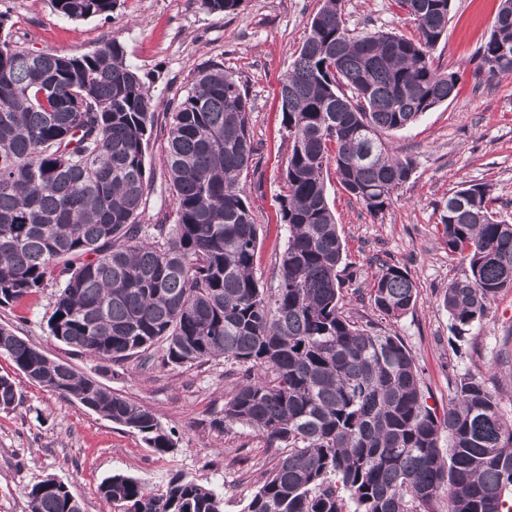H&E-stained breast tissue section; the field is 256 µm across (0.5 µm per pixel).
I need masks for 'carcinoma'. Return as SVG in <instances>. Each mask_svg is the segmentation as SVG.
Returning a JSON list of instances; mask_svg holds the SVG:
<instances>
[{
    "mask_svg": "<svg viewBox=\"0 0 512 512\" xmlns=\"http://www.w3.org/2000/svg\"><path fill=\"white\" fill-rule=\"evenodd\" d=\"M417 36L349 33L342 0H322L292 69L281 79L292 141L279 200L288 242L268 295L253 272L259 228L239 177L256 154L248 100L233 74L201 70L164 113L174 208L142 223L151 190L145 155L158 104L123 46L80 56L19 47L0 36V307L55 287L49 333L118 365L165 343L163 364L222 358L243 381L213 425L238 424L285 449L243 512H512V420L498 390L454 377L442 414L396 336L364 329L339 306L344 246L325 174L375 216L398 199L414 160L383 134L458 94V76L434 67L451 0H396ZM70 20L108 14L117 0H51ZM242 0H201L231 13ZM488 79L512 74V0H501L479 49ZM485 184L448 196V254L468 262L442 305L461 338L512 288V224ZM375 308L398 319L417 289L383 267ZM0 353L45 390L141 434L164 456L175 443L155 414L52 361L0 327ZM20 404L0 377V410ZM448 439L442 446V438ZM115 512H223V499L176 473L162 488L115 474L100 486ZM30 512H80L69 487L47 477L25 487Z\"/></svg>",
    "mask_w": 512,
    "mask_h": 512,
    "instance_id": "obj_1",
    "label": "carcinoma"
}]
</instances>
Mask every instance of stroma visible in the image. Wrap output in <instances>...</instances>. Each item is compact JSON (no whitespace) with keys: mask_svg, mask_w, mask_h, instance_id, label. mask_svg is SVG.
<instances>
[{"mask_svg":"<svg viewBox=\"0 0 512 512\" xmlns=\"http://www.w3.org/2000/svg\"><path fill=\"white\" fill-rule=\"evenodd\" d=\"M499 0H452L448 33L434 64L460 77L458 95L415 123L389 133L396 153L415 169L390 207L370 216L337 182L326 178L328 200L345 246L340 304L359 323L399 337L421 371L429 406H447L455 374L469 371L488 388L512 382V289L498 294L488 315L456 339L442 306L449 283L466 266L448 255L440 214L462 184L489 185L500 219L512 223V76L487 81L478 50L491 32ZM322 0H243L232 13H210L201 0H118L110 16L69 20L50 0H0L5 29L19 45L82 55L107 42L121 44L158 101L183 97L198 71L222 65L247 96L255 159L240 176L260 226L254 274L266 292L278 285L276 259L288 241L277 218L291 149L282 124L280 80L306 38ZM349 29H381L412 36L415 28L395 0H343ZM167 128L157 124L146 152L152 181L144 222L170 212L166 182ZM406 270L417 288L415 306L400 319L381 315L370 299L383 265ZM53 289L0 307L12 328L51 360L71 365L116 394L148 407L172 432L175 448L158 456L132 429L52 394L0 355V376L14 380L21 403L0 410V512H28L26 486L52 476L68 484L82 512H114L100 484L122 473L151 487L182 472L215 487L224 512H242L274 469L279 452L252 428L216 429L238 379L223 360L145 369L131 358L106 372L98 362L50 335Z\"/></svg>","mask_w":512,"mask_h":512,"instance_id":"stroma-1","label":"stroma"}]
</instances>
